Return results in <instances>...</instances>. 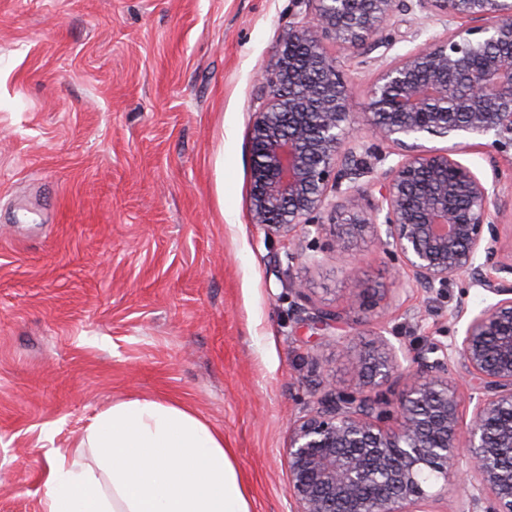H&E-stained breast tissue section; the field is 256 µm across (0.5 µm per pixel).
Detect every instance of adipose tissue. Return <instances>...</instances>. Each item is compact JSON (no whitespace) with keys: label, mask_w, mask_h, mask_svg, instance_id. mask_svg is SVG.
<instances>
[{"label":"adipose tissue","mask_w":512,"mask_h":512,"mask_svg":"<svg viewBox=\"0 0 512 512\" xmlns=\"http://www.w3.org/2000/svg\"><path fill=\"white\" fill-rule=\"evenodd\" d=\"M79 445L94 465L47 456L45 512H250L222 434L182 406L112 404Z\"/></svg>","instance_id":"obj_1"}]
</instances>
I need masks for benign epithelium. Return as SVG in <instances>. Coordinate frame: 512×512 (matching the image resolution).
Listing matches in <instances>:
<instances>
[{
	"label": "benign epithelium",
	"mask_w": 512,
	"mask_h": 512,
	"mask_svg": "<svg viewBox=\"0 0 512 512\" xmlns=\"http://www.w3.org/2000/svg\"><path fill=\"white\" fill-rule=\"evenodd\" d=\"M298 0L277 61L260 74L266 100L250 132L253 223L271 236L330 232L336 246L366 234L398 256L410 283L430 291L467 277L495 301L448 347L358 355L355 368L379 387H404L393 410L332 385L294 420L286 450L291 512H424L425 475L467 486L456 512H512V261L498 257L499 219L509 207L498 165L482 179L455 155L469 137L512 152V0ZM438 17L443 32L384 63L367 111L349 109V89L326 44L354 56L382 45L399 12ZM367 128L375 142L358 132ZM429 137L455 139L427 147ZM408 149L382 168L379 144ZM375 174L379 198L359 205V180ZM340 316L319 311L318 330ZM440 356H435V353ZM457 357L476 387L465 395L449 373ZM466 456V469L460 468Z\"/></svg>",
	"instance_id": "1"
}]
</instances>
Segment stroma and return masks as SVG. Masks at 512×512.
I'll return each instance as SVG.
<instances>
[{
    "label": "stroma",
    "mask_w": 512,
    "mask_h": 512,
    "mask_svg": "<svg viewBox=\"0 0 512 512\" xmlns=\"http://www.w3.org/2000/svg\"><path fill=\"white\" fill-rule=\"evenodd\" d=\"M297 0H0V512H44L45 454L137 397L224 436L250 512H290V424L377 336L449 345L493 297L405 286L372 237L270 236L252 221L250 127ZM327 49L365 111L414 46ZM314 253L299 264L289 251ZM358 264L372 304L351 289ZM304 290H297V283ZM341 314L334 335L306 318Z\"/></svg>",
    "instance_id": "1"
}]
</instances>
